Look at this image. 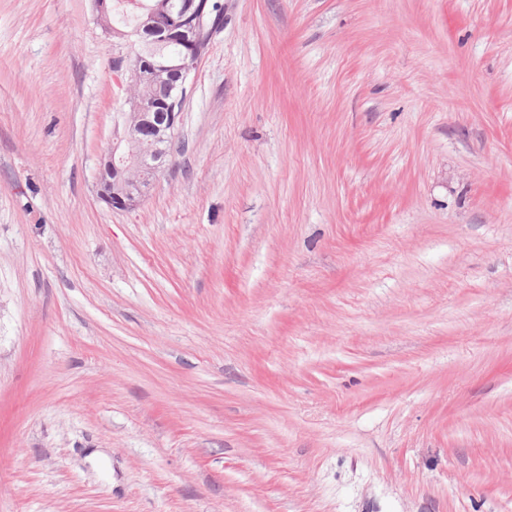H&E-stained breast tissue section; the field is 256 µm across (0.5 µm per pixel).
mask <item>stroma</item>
I'll list each match as a JSON object with an SVG mask.
<instances>
[{
	"instance_id": "stroma-1",
	"label": "stroma",
	"mask_w": 512,
	"mask_h": 512,
	"mask_svg": "<svg viewBox=\"0 0 512 512\" xmlns=\"http://www.w3.org/2000/svg\"><path fill=\"white\" fill-rule=\"evenodd\" d=\"M156 187L130 49L0 0V512H512V0H221Z\"/></svg>"
}]
</instances>
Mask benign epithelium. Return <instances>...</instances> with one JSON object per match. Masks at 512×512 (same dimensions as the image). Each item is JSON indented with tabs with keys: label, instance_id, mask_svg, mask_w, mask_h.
<instances>
[{
	"label": "benign epithelium",
	"instance_id": "1",
	"mask_svg": "<svg viewBox=\"0 0 512 512\" xmlns=\"http://www.w3.org/2000/svg\"><path fill=\"white\" fill-rule=\"evenodd\" d=\"M208 17L209 0H181L174 10L143 11L127 30V45L136 52V60L126 67L129 84L138 88L164 76L172 92L161 102L136 93L127 98V109L118 113L115 141L98 173L100 199L111 208L137 206L163 172L169 146L178 138L188 85L204 51ZM148 31L160 38L145 41ZM171 43L181 47L172 58L164 54Z\"/></svg>",
	"mask_w": 512,
	"mask_h": 512
}]
</instances>
